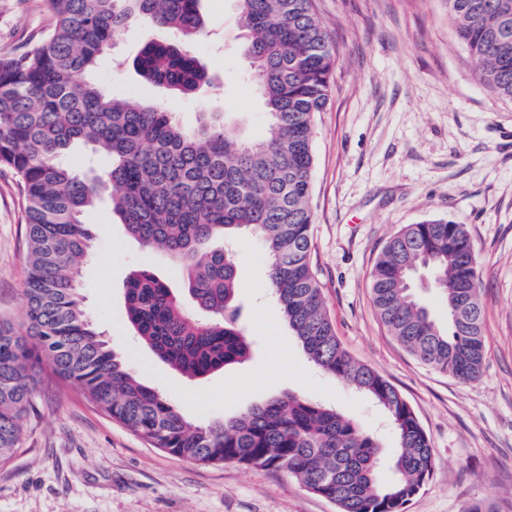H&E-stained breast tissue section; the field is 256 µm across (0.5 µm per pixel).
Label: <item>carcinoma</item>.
I'll return each mask as SVG.
<instances>
[{"label": "carcinoma", "mask_w": 512, "mask_h": 512, "mask_svg": "<svg viewBox=\"0 0 512 512\" xmlns=\"http://www.w3.org/2000/svg\"><path fill=\"white\" fill-rule=\"evenodd\" d=\"M237 2L243 54L265 109L266 132L257 140L206 113L186 129L163 105L114 98L92 77L115 37L141 20L172 39L146 43L135 71L191 95L207 80L186 46L207 35L199 0H45V31L32 46L0 55V169L18 179L28 240L24 322L0 320V462L21 447L47 367L169 454L286 471L339 512H404L431 475L430 438L399 390L342 347L311 263L314 119L326 109L339 53L314 0ZM446 5L482 86L512 101V0ZM79 144L109 156L104 177L58 163ZM105 191L133 238L181 263L185 290L203 315L187 316L150 270L129 276L128 321L162 361L200 378L250 357L236 316L238 257L224 247L204 249L248 230L265 248L270 286L308 359L383 410L395 454L386 457L376 436L300 396L265 399L238 416L196 425L142 384L103 340L80 292L82 259L94 240L82 216ZM422 270L446 300L443 325L416 297ZM370 288L381 322L414 359L461 382L480 376L484 314L464 225L428 219L400 227L377 256ZM385 467L391 477L383 481Z\"/></svg>", "instance_id": "obj_1"}]
</instances>
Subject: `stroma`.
Returning a JSON list of instances; mask_svg holds the SVG:
<instances>
[{"instance_id":"35a3bbf8","label":"stroma","mask_w":512,"mask_h":512,"mask_svg":"<svg viewBox=\"0 0 512 512\" xmlns=\"http://www.w3.org/2000/svg\"><path fill=\"white\" fill-rule=\"evenodd\" d=\"M339 51L330 101L315 122L312 262L343 347L380 371L415 411L433 448L432 474L406 512H468L487 500L512 512V101L475 76L444 0H315ZM207 38L193 51L209 82L176 97L144 82L133 61L166 30L134 22L102 56L95 77L118 99L159 103L184 127L214 112L249 139L265 132L236 0H200ZM44 0H0V55L46 28ZM24 199L0 172V317L24 319ZM445 218L465 225L481 277L487 357L462 383L431 370L390 336L369 274L400 226ZM94 243L82 263L91 320L141 382L194 423L233 417L261 399L301 396L336 409L395 448L383 411L317 368L285 323L260 241H233L243 284L238 320L253 343L243 364L191 379L160 361L127 320L130 273L149 269L183 286L175 260L132 238L101 200L84 215ZM0 512H338L285 472L204 464L152 447L43 371L22 446L0 465Z\"/></svg>"}]
</instances>
